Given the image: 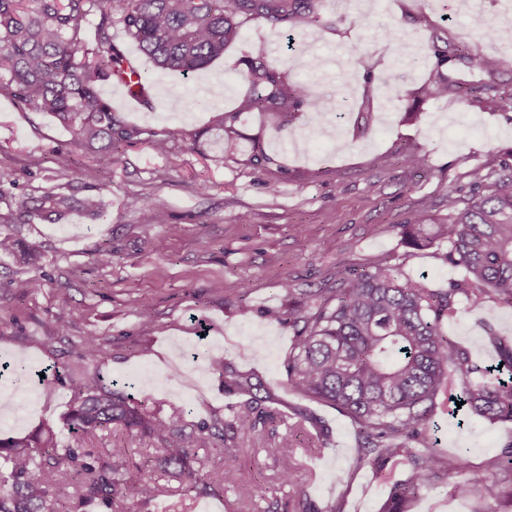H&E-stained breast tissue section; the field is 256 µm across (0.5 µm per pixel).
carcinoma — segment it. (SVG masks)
<instances>
[{
    "label": "carcinoma",
    "instance_id": "carcinoma-1",
    "mask_svg": "<svg viewBox=\"0 0 512 512\" xmlns=\"http://www.w3.org/2000/svg\"><path fill=\"white\" fill-rule=\"evenodd\" d=\"M324 0H0V89L36 112L52 114L73 135V144L110 152L140 140L143 130L118 118L100 88L126 77L137 81L127 92L150 103L148 83L138 62L116 39L117 31L163 70L190 75L224 55L243 28L260 20L286 29L297 21L321 24ZM94 28L92 45L81 38ZM245 94L232 111L220 112L199 131H178L195 146L222 161L240 152L238 124L243 115L262 112L289 121L299 115L320 125L331 107L320 102L310 83L290 79L288 70L264 56L244 60ZM488 85L434 81L423 88L433 99L448 93H477ZM174 134H151L157 153H171ZM77 206L92 212L98 200L47 193L23 206L14 222L39 216L49 220ZM448 223L430 234L421 216L402 224L405 243L423 247L438 237L448 242V263L461 275L446 288H432L380 256L365 269L341 273L336 287L295 296L285 282L288 309L278 319L296 329L285 368L288 388L347 414L361 438L354 468L393 460L408 466L394 486L397 504L416 498L438 466L451 460L429 446L428 424L445 410L451 388L453 408L489 422L512 421V341L488 330L495 365L476 361L468 347L449 336L444 324L458 313L460 300L474 308L489 301L512 308V171L498 175L490 193L465 202L450 191ZM0 252L21 265L36 264L39 254L0 230ZM104 339L82 336L71 343L68 360L56 376L72 393L63 425L70 433L93 436L112 427L154 437L155 454L187 489L207 484L197 467L195 449L224 444L234 454L255 430L254 414L270 402L261 385L224 356L208 357L211 372L224 378V392L240 397L224 415V427L200 423L185 431L183 410L156 417L128 392L130 384L105 383L95 361ZM423 445L419 451L413 443ZM278 466L285 483L297 488L295 512H320L308 502L293 456V434L282 436ZM128 449L113 445L101 459L82 448H61L48 431L26 437H0V512H128L125 499L153 501L160 489L152 477H134ZM490 478L459 482L453 494L485 501L494 495Z\"/></svg>",
    "mask_w": 512,
    "mask_h": 512
}]
</instances>
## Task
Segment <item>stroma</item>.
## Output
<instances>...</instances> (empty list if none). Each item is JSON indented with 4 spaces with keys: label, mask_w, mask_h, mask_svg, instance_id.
Masks as SVG:
<instances>
[{
    "label": "stroma",
    "mask_w": 512,
    "mask_h": 512,
    "mask_svg": "<svg viewBox=\"0 0 512 512\" xmlns=\"http://www.w3.org/2000/svg\"><path fill=\"white\" fill-rule=\"evenodd\" d=\"M463 0H325L319 27L286 31L264 22L246 25L241 40L205 70L183 76L140 59L150 101L132 104L126 92L103 88L118 116L145 132L199 130L213 115L236 107L245 84L241 61L265 55L287 65L291 79L312 83L338 112L334 143H303V118L278 124L265 114L243 116L242 152L261 141L270 161H214L174 138L173 154L155 153L147 140L122 145L113 154L72 148V134L51 115L32 111L0 92V225L41 253L40 287L17 294L18 267L0 253V363L26 358L32 369L53 367L71 342L100 336L96 366L105 381L129 380L148 410L169 417L183 407V423L213 422L232 402L223 382L206 366L208 352L224 354L242 372L258 376L273 397L275 426H259L237 455L202 448V473L222 469L257 475V483L209 492L186 491L165 475L156 443L119 429L97 432L86 447L101 453L120 441L131 467L142 468L165 489L158 499L137 503V512H275L293 490L283 484L272 453L297 413L311 423L296 433L298 472L309 501L327 512H383L390 485L370 471H354L359 439L352 420L335 407L289 390L284 363L294 331L277 316L287 296L282 281L298 291L332 287L337 271L356 272L380 255L413 277L447 287L459 277L447 259L448 245L407 247L399 233L419 213L443 223L445 198H470L478 175L512 167V46L471 26ZM412 42L423 66L403 64ZM448 50L437 65L435 47ZM491 83L477 98L422 92L434 77ZM70 154L60 168L58 151ZM425 153L421 170L404 157ZM41 160L30 167V157ZM46 193L77 198L100 194L102 209L90 217L65 211L52 221L14 223L23 201ZM158 196L161 210L144 207ZM164 238L165 248L153 247ZM112 263L94 261L103 244ZM250 316L237 312L239 305ZM512 339V308L488 304L462 308L446 329L473 355L493 362L487 329ZM55 337L54 350L42 340ZM149 356H140L141 345ZM71 393L54 380L37 388V402L20 418L0 409V433L31 435L51 428L61 446L78 442L62 425ZM325 430L329 445L309 450L308 439ZM429 438L452 471L436 474L403 512H512V475L499 472L486 502L462 500L454 484L487 477L490 461L512 441V422L458 421L436 415Z\"/></svg>",
    "instance_id": "35a3bbf8"
}]
</instances>
